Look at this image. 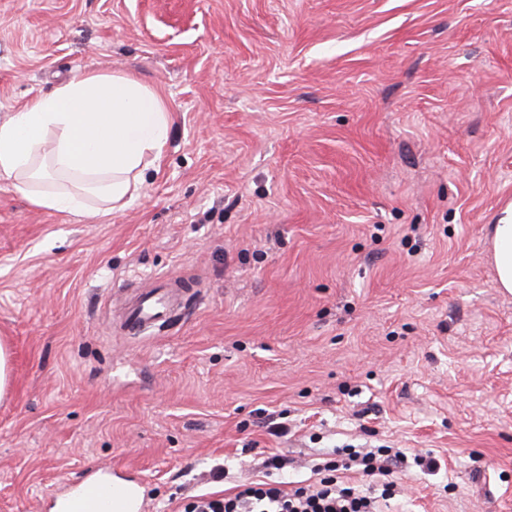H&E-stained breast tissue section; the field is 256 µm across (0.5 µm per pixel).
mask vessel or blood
Returning <instances> with one entry per match:
<instances>
[{
	"label": "vessel or blood",
	"mask_w": 512,
	"mask_h": 512,
	"mask_svg": "<svg viewBox=\"0 0 512 512\" xmlns=\"http://www.w3.org/2000/svg\"><path fill=\"white\" fill-rule=\"evenodd\" d=\"M188 293L185 283L166 278L161 287L138 288L126 298L121 325L131 336H141L164 324L169 313L182 306ZM138 481L93 479L78 485L72 496L66 497L62 512H144Z\"/></svg>",
	"instance_id": "obj_1"
}]
</instances>
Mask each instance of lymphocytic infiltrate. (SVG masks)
Returning a JSON list of instances; mask_svg holds the SVG:
<instances>
[{
    "mask_svg": "<svg viewBox=\"0 0 512 512\" xmlns=\"http://www.w3.org/2000/svg\"><path fill=\"white\" fill-rule=\"evenodd\" d=\"M349 458L364 473L383 479V492L374 498L360 493L337 473L335 461L313 464L315 479L309 484L284 487L273 480L246 479L233 494L221 499L197 497L184 512H378V499H392L397 482L396 469L404 463L401 451L390 448L353 450Z\"/></svg>",
    "mask_w": 512,
    "mask_h": 512,
    "instance_id": "obj_1",
    "label": "lymphocytic infiltrate"
}]
</instances>
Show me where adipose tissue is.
Masks as SVG:
<instances>
[{"instance_id":"1","label":"adipose tissue","mask_w":512,"mask_h":512,"mask_svg":"<svg viewBox=\"0 0 512 512\" xmlns=\"http://www.w3.org/2000/svg\"><path fill=\"white\" fill-rule=\"evenodd\" d=\"M172 123L165 99L141 80L76 71L0 121V183L34 207L109 220L159 167ZM492 245L495 285L512 293V205Z\"/></svg>"}]
</instances>
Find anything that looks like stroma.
<instances>
[{"mask_svg": "<svg viewBox=\"0 0 512 512\" xmlns=\"http://www.w3.org/2000/svg\"><path fill=\"white\" fill-rule=\"evenodd\" d=\"M78 70L173 125L108 221L0 185V512L116 465L183 512L269 454L301 482L380 446L439 463L389 512H512V0H0V119ZM164 277L196 290L125 339V289ZM492 225L495 285L512 293V204L502 212L498 223Z\"/></svg>", "mask_w": 512, "mask_h": 512, "instance_id": "35a3bbf8", "label": "stroma"}]
</instances>
